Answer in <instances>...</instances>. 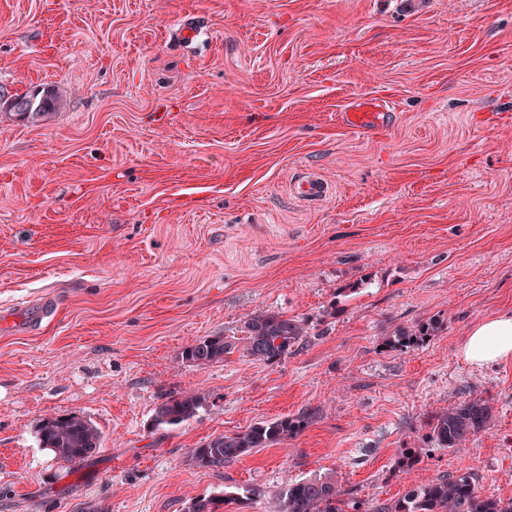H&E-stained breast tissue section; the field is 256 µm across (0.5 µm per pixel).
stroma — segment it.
I'll list each match as a JSON object with an SVG mask.
<instances>
[{"mask_svg": "<svg viewBox=\"0 0 512 512\" xmlns=\"http://www.w3.org/2000/svg\"><path fill=\"white\" fill-rule=\"evenodd\" d=\"M45 86L58 110L10 113ZM377 96L395 121L342 124ZM311 173L323 200L291 190ZM503 310L512 0H0V315L17 322L0 332V512H185L226 494L220 512H273L284 485L328 472L374 512L468 467L512 499V361L462 352ZM270 312L310 334L265 363L239 343ZM428 321L423 346L388 345ZM206 336L235 349L183 361ZM182 391L204 396L196 415L155 426ZM467 399L490 403L489 428L434 446L430 415ZM71 412L101 436L76 464L36 438ZM302 414L221 470L192 457ZM407 448L418 464L396 469ZM234 344L224 340L221 336H210L195 339L182 350V359L196 365H205L213 362H222L224 357L233 352Z\"/></svg>", "mask_w": 512, "mask_h": 512, "instance_id": "obj_1", "label": "stroma"}]
</instances>
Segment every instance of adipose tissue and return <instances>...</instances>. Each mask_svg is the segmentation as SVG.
Masks as SVG:
<instances>
[{
  "label": "adipose tissue",
  "mask_w": 512,
  "mask_h": 512,
  "mask_svg": "<svg viewBox=\"0 0 512 512\" xmlns=\"http://www.w3.org/2000/svg\"><path fill=\"white\" fill-rule=\"evenodd\" d=\"M468 360L476 365L512 358V312L498 313L475 324L464 344Z\"/></svg>",
  "instance_id": "obj_1"
}]
</instances>
